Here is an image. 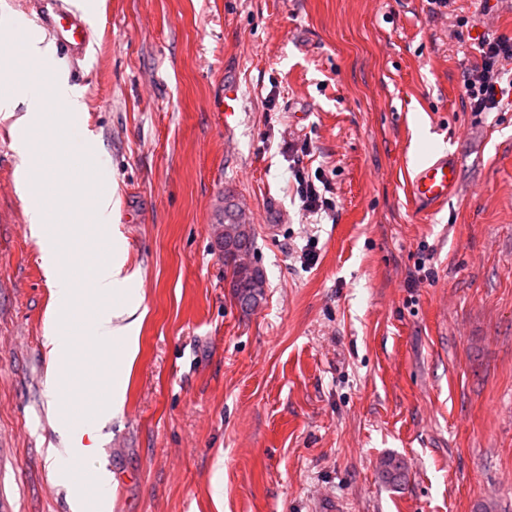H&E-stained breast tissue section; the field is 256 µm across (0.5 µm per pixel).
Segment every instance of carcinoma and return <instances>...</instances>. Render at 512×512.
I'll list each match as a JSON object with an SVG mask.
<instances>
[{
	"mask_svg": "<svg viewBox=\"0 0 512 512\" xmlns=\"http://www.w3.org/2000/svg\"><path fill=\"white\" fill-rule=\"evenodd\" d=\"M255 231L250 220L242 212L231 192L224 193V213L217 224L216 240L228 247L224 256V266L230 274V288L242 311L248 312L257 307L264 299V290L252 287L253 280L265 279L263 270L258 266L244 268L235 258L240 252H249L253 247ZM381 480L396 490H403L408 482V469L405 462L388 456L380 462Z\"/></svg>",
	"mask_w": 512,
	"mask_h": 512,
	"instance_id": "cac0c4a2",
	"label": "carcinoma"
}]
</instances>
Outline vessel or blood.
Listing matches in <instances>:
<instances>
[{"mask_svg": "<svg viewBox=\"0 0 512 512\" xmlns=\"http://www.w3.org/2000/svg\"><path fill=\"white\" fill-rule=\"evenodd\" d=\"M30 17L35 26L72 58L86 56L92 42V26L85 9L75 0H31ZM458 166L451 154L430 160L418 167L410 181V195L424 211H435L455 194Z\"/></svg>", "mask_w": 512, "mask_h": 512, "instance_id": "vessel-or-blood-1", "label": "vessel or blood"}]
</instances>
